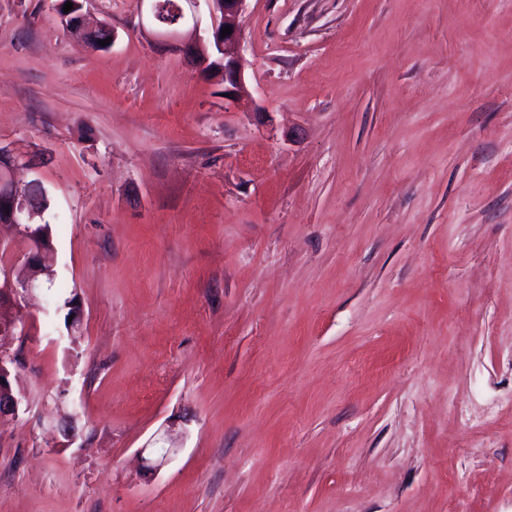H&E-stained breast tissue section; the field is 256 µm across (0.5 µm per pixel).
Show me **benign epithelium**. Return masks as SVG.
<instances>
[{
  "label": "benign epithelium",
  "mask_w": 512,
  "mask_h": 512,
  "mask_svg": "<svg viewBox=\"0 0 512 512\" xmlns=\"http://www.w3.org/2000/svg\"><path fill=\"white\" fill-rule=\"evenodd\" d=\"M208 5L211 19L206 36L200 35L199 2ZM148 33L171 51L195 59L203 72L219 73L224 80V93L234 97L244 91V73L236 47L241 39V15L246 0H177V20L166 22L159 17L158 0H147ZM62 22L70 32L82 38L86 44L99 48L96 29L85 27L80 12L60 14ZM191 25V30L181 28ZM230 27L232 34L221 36L222 28ZM32 166V157L19 148L0 146V228L7 226L27 237L30 248L16 263L0 271V307L12 304L17 314L0 317L1 324H7L8 333L0 334V420L19 415L24 396L16 393L10 376L17 360L8 349L13 336L24 332L26 326L23 302L38 290L49 287L55 278L53 247L50 237L44 235L35 218L42 215L40 203L48 201L44 189L34 191L33 187H20L15 181V172Z\"/></svg>",
  "instance_id": "obj_1"
}]
</instances>
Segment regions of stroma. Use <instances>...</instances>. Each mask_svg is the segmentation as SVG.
<instances>
[{
	"label": "stroma",
	"mask_w": 512,
	"mask_h": 512,
	"mask_svg": "<svg viewBox=\"0 0 512 512\" xmlns=\"http://www.w3.org/2000/svg\"><path fill=\"white\" fill-rule=\"evenodd\" d=\"M55 2L0 0L56 271L0 512H512V0H247L230 101ZM62 1L63 0L57 1L56 10L61 17L62 22L65 24V26L67 28L70 29L69 32L82 38L86 42V44L89 47H91L92 49H99L100 44L95 36L96 31L101 28H105L107 30L108 29L112 30V27L109 26L108 24H101L95 28H90V29L85 27V24L83 21V16L80 13V11L82 9V5L79 3V1L78 0H69L78 5L79 9L76 12L60 13V5L62 4Z\"/></svg>",
	"instance_id": "stroma-1"
}]
</instances>
